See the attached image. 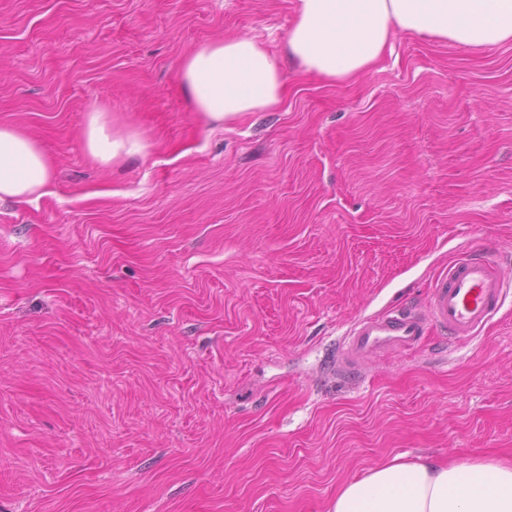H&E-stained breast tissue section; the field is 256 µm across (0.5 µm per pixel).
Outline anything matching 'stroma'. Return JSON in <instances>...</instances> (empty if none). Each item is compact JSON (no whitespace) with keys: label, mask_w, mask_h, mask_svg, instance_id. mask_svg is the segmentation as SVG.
I'll return each instance as SVG.
<instances>
[{"label":"stroma","mask_w":512,"mask_h":512,"mask_svg":"<svg viewBox=\"0 0 512 512\" xmlns=\"http://www.w3.org/2000/svg\"><path fill=\"white\" fill-rule=\"evenodd\" d=\"M296 0H0V123L52 168L0 203V512H328L396 454L512 456V300L346 367L461 253L512 275V42L398 35L361 83L203 125L181 59ZM146 154L85 149L93 104Z\"/></svg>","instance_id":"obj_1"}]
</instances>
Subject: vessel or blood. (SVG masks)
Wrapping results in <instances>:
<instances>
[{
  "label": "vessel or blood",
  "mask_w": 512,
  "mask_h": 512,
  "mask_svg": "<svg viewBox=\"0 0 512 512\" xmlns=\"http://www.w3.org/2000/svg\"><path fill=\"white\" fill-rule=\"evenodd\" d=\"M512 283L490 257L471 254L440 273L428 307H395L360 319L351 331L347 355L352 360L417 350L429 331H447L457 342L470 340L502 309Z\"/></svg>",
  "instance_id": "obj_1"
}]
</instances>
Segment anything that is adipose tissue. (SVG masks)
<instances>
[{"instance_id": "1", "label": "adipose tissue", "mask_w": 512, "mask_h": 512, "mask_svg": "<svg viewBox=\"0 0 512 512\" xmlns=\"http://www.w3.org/2000/svg\"><path fill=\"white\" fill-rule=\"evenodd\" d=\"M400 33L476 49L509 42L512 0H297L282 51L240 32L190 51L179 76L197 118L221 122L283 104L282 60L328 82L357 81ZM85 146L103 165L147 150L137 133L113 136L99 107L89 114ZM50 174L32 137L0 124V202L39 199ZM330 512H512V459L461 464L399 454L342 483Z\"/></svg>"}]
</instances>
